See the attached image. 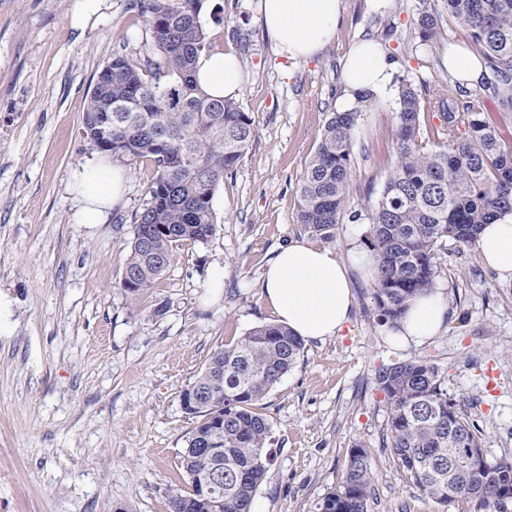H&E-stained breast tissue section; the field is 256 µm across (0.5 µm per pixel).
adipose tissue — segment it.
I'll return each instance as SVG.
<instances>
[{"label": "adipose tissue", "instance_id": "obj_1", "mask_svg": "<svg viewBox=\"0 0 512 512\" xmlns=\"http://www.w3.org/2000/svg\"><path fill=\"white\" fill-rule=\"evenodd\" d=\"M265 29L292 60L320 54L336 36L340 0H260ZM196 77L202 89L217 98H239L242 69L231 50L205 52ZM393 67L383 48L366 40L351 52L344 72L350 91L366 89L379 96L394 92ZM71 187L79 197V220L102 223L124 192V170L100 160L74 172ZM478 249L502 278L512 280V214L484 225ZM263 297L281 324L306 341L337 335L348 320L351 287L347 270L329 248L292 243L269 261L262 277ZM448 307L435 291L415 299L392 334L402 344H420L437 336Z\"/></svg>", "mask_w": 512, "mask_h": 512}]
</instances>
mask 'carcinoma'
I'll return each mask as SVG.
<instances>
[{
  "label": "carcinoma",
  "instance_id": "cac0c4a2",
  "mask_svg": "<svg viewBox=\"0 0 512 512\" xmlns=\"http://www.w3.org/2000/svg\"><path fill=\"white\" fill-rule=\"evenodd\" d=\"M205 0H136L151 43L146 56L115 55L99 72L83 133L91 146L128 161L153 160L149 200L133 227L121 287L137 296L154 287L174 247L205 244L215 233L214 189L244 157L256 137L254 121L238 102L216 99L196 79L198 56L209 50ZM448 19L469 31L490 78L488 102L512 111V0H444ZM417 47L433 51L448 42L437 9L416 19ZM457 86L438 80L424 90L404 81L395 113L396 161L375 200L350 210L352 138L368 90L357 106L330 112L297 186L296 223L325 241L348 220L368 225L363 245L375 262L370 284L373 317L392 329L418 295L432 291L439 250L451 240L477 247L483 226L512 213V135L490 123L485 105H459ZM441 114L435 146L423 144L427 112ZM303 340L287 328L263 324L235 344L212 353L180 394L195 418L181 455L186 486L173 491L171 512H249L267 478L271 427L256 411L303 353ZM378 388L388 404L384 447L420 493L441 503L475 502L478 512H501L512 492V458L490 460L480 431L448 395L440 369L425 359L380 366ZM474 450L476 471L464 474L457 450ZM220 471L221 504L201 498L194 476ZM374 491L370 456L351 448L340 486L320 512H367Z\"/></svg>",
  "mask_w": 512,
  "mask_h": 512
}]
</instances>
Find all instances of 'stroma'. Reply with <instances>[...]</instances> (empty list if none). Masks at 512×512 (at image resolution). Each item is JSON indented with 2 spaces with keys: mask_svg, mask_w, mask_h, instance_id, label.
<instances>
[{
  "mask_svg": "<svg viewBox=\"0 0 512 512\" xmlns=\"http://www.w3.org/2000/svg\"><path fill=\"white\" fill-rule=\"evenodd\" d=\"M74 0H0V512H170L183 487L180 457L193 425L180 402L208 357L275 321L260 288L268 261L307 240L297 185L327 115L344 95L342 74L361 41L378 42L393 82L442 79L447 53L422 56L414 20L442 0H340L336 38L294 61L268 36L259 0H208L211 50L241 61L239 103L257 136L212 200L207 244L175 248L155 286L132 296L120 284L125 247L149 198L152 161L123 162L125 193L104 223H79L74 171L95 162L82 116L98 73L120 54L142 57L150 34L131 0H105L86 28ZM396 98H374L354 131L351 205L376 197L396 159ZM367 227L337 225L328 247L351 285L349 320L305 344L259 406L274 460L253 495L262 512H319L338 488L354 444L371 456L367 512H474L413 489L382 445L388 409L380 365L436 364L489 459L512 457V281L479 252L450 241L436 289L444 330L400 345L372 317L370 278L353 262Z\"/></svg>",
  "mask_w": 512,
  "mask_h": 512,
  "instance_id": "1",
  "label": "stroma"
}]
</instances>
